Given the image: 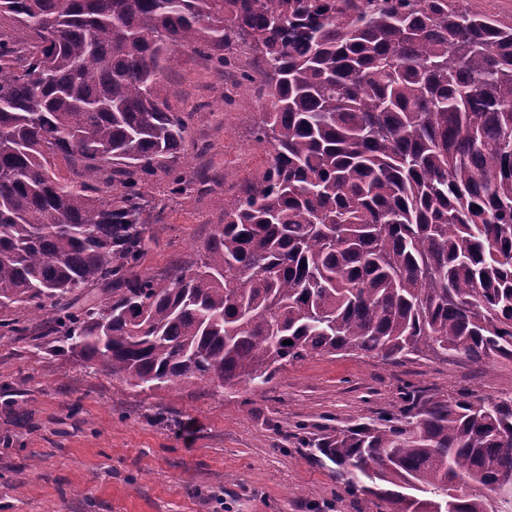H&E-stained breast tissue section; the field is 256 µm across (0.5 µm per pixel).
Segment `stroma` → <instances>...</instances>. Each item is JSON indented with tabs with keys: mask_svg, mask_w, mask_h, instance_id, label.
<instances>
[{
	"mask_svg": "<svg viewBox=\"0 0 512 512\" xmlns=\"http://www.w3.org/2000/svg\"><path fill=\"white\" fill-rule=\"evenodd\" d=\"M175 48L169 104L190 137L170 175L146 181L151 240L139 269L160 275L224 221L220 196L266 160L257 142L263 76L250 44ZM41 321L0 336V512H385L314 462L294 433L380 419L413 386L422 395L512 396V363L455 357L389 361L315 356L265 390L185 384L140 390L76 357L49 354Z\"/></svg>",
	"mask_w": 512,
	"mask_h": 512,
	"instance_id": "obj_1",
	"label": "stroma"
}]
</instances>
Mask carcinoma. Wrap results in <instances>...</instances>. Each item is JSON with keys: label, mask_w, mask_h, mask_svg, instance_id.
Segmentation results:
<instances>
[{"label": "carcinoma", "mask_w": 512, "mask_h": 512, "mask_svg": "<svg viewBox=\"0 0 512 512\" xmlns=\"http://www.w3.org/2000/svg\"><path fill=\"white\" fill-rule=\"evenodd\" d=\"M251 38L268 160L158 278L141 186L189 136L172 47ZM64 161L66 174L55 172ZM101 286L100 292L92 287ZM130 386L309 357L512 362V23L470 0H0V309ZM26 322L0 318L1 336ZM305 438L389 512H512V397L407 390Z\"/></svg>", "instance_id": "obj_1"}]
</instances>
